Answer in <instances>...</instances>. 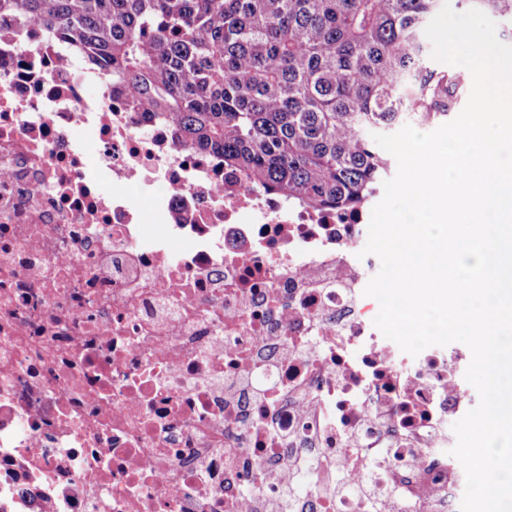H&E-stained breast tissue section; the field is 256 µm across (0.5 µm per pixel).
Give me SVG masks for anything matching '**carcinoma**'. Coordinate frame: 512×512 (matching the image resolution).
Segmentation results:
<instances>
[{"label": "carcinoma", "mask_w": 512, "mask_h": 512, "mask_svg": "<svg viewBox=\"0 0 512 512\" xmlns=\"http://www.w3.org/2000/svg\"><path fill=\"white\" fill-rule=\"evenodd\" d=\"M440 0H0L112 76L177 142L246 189L307 208L366 207L391 172L372 138L455 114L459 75L430 66ZM512 17V0H462Z\"/></svg>", "instance_id": "obj_1"}]
</instances>
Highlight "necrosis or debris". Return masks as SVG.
<instances>
[{
	"label": "necrosis or debris",
	"instance_id": "obj_1",
	"mask_svg": "<svg viewBox=\"0 0 512 512\" xmlns=\"http://www.w3.org/2000/svg\"><path fill=\"white\" fill-rule=\"evenodd\" d=\"M367 218L243 189L1 30L0 512H274L287 452L297 512H461L471 358L374 326Z\"/></svg>",
	"mask_w": 512,
	"mask_h": 512
}]
</instances>
